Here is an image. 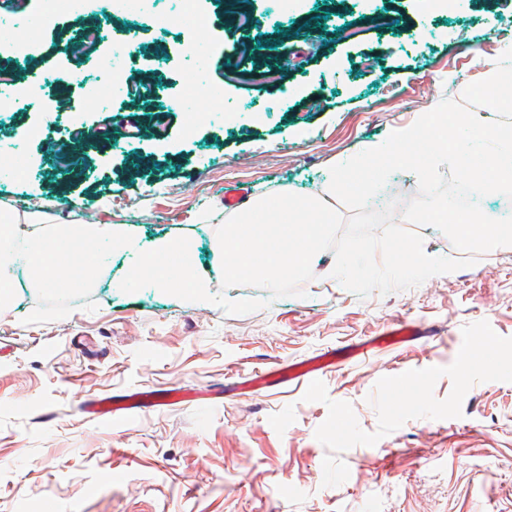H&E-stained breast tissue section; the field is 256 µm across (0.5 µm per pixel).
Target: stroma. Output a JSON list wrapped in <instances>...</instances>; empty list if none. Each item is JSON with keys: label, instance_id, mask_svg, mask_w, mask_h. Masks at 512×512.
<instances>
[{"label": "stroma", "instance_id": "obj_1", "mask_svg": "<svg viewBox=\"0 0 512 512\" xmlns=\"http://www.w3.org/2000/svg\"><path fill=\"white\" fill-rule=\"evenodd\" d=\"M225 0H195L204 32L141 27L138 13L114 16L105 38L82 54L56 55L76 17L31 33L34 73L67 83L64 96L0 102V202L46 212L56 222L125 224L141 250L191 238L198 273L221 287L216 230L229 217L224 192L309 196L329 169L384 142L442 99H460L479 71L477 56L512 44V0H252L261 28L294 31L314 18L354 23L352 39L324 28L300 61L279 65L283 83L257 79ZM201 40L206 65L183 46ZM122 75L112 96L86 100L85 80L104 68ZM196 97L184 92L187 71ZM155 93L143 98L145 76ZM34 139L10 136L18 124ZM111 131L108 147L88 148L76 177L63 178L58 147L84 127ZM149 155L137 174L131 154ZM134 253L113 251L91 288L42 291L16 286L0 306V512H512V382L474 384L459 418L411 419L376 445L340 458L339 486H323L326 448L316 439L328 410L290 381L246 397L212 398L254 369L272 370L337 350L322 374L327 394L349 402L360 428L374 432L377 381L412 369L445 367L463 326L488 321L512 337V248L478 255L473 266L386 294L358 297L332 275L322 252L302 297L271 299L238 286L231 299L266 307L229 315L155 288L119 284ZM48 312L30 321L31 309ZM407 320L431 330L373 356L365 342ZM182 389L198 401L147 408L123 419L88 418L89 397ZM125 472L123 482L113 470Z\"/></svg>", "mask_w": 512, "mask_h": 512}]
</instances>
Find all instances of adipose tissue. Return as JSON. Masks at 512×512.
Instances as JSON below:
<instances>
[{"instance_id":"adipose-tissue-1","label":"adipose tissue","mask_w":512,"mask_h":512,"mask_svg":"<svg viewBox=\"0 0 512 512\" xmlns=\"http://www.w3.org/2000/svg\"><path fill=\"white\" fill-rule=\"evenodd\" d=\"M22 242L15 255L14 242ZM134 242L121 224H56L41 212L19 213L0 203V301L15 286V260L23 258L29 287H90L94 270L112 249H130Z\"/></svg>"}]
</instances>
